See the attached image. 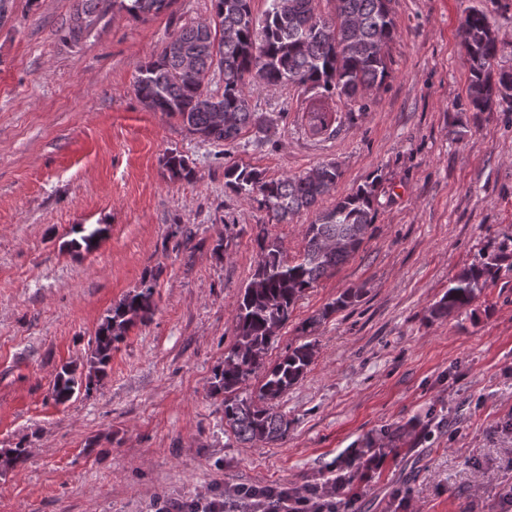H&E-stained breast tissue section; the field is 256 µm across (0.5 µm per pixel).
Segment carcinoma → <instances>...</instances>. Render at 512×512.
I'll use <instances>...</instances> for the list:
<instances>
[{"label":"carcinoma","mask_w":512,"mask_h":512,"mask_svg":"<svg viewBox=\"0 0 512 512\" xmlns=\"http://www.w3.org/2000/svg\"><path fill=\"white\" fill-rule=\"evenodd\" d=\"M174 0H75L73 16H84L94 28L114 8L146 18L167 9ZM253 0H213L207 24L187 22L172 34L162 50L142 64L133 89L152 112L181 120L189 134L212 143H234L243 130L268 131L271 122L251 103V88L297 87L321 99L336 97L367 110L361 93L383 86L389 77L387 51L396 25L391 0H332L333 11L322 13L317 0H267L263 19L254 17ZM462 39L470 71L467 110L492 112L508 104L512 112V70L498 66L501 52L487 14L469 11ZM219 76L223 90L213 91L203 75ZM335 113L323 105L307 111L310 135L333 134ZM165 167L170 178L191 180L194 169L184 155L169 153ZM316 175H286L268 179L255 168L232 164L224 168L225 186L257 204L269 221L282 223L306 211L335 189L341 171L334 162L314 167ZM381 176L336 198L332 207L316 214L305 227L303 254L287 260L278 242L260 230V258L235 309L237 333L224 361L214 372L212 393L224 395V422L243 442H277L288 436L289 422L274 401L296 385L315 355V344H299L273 364L266 352L283 328L298 299L322 277L332 273L362 247L376 217L377 187ZM85 249L105 233L101 227L72 226ZM512 270V244L502 243L481 260L459 272L448 291L430 308L436 319L447 318L470 306L503 268ZM155 284L143 279L139 289L112 307L90 341L83 369L65 364L57 373L52 397L57 404L83 389L90 392L107 375L112 350L129 328L152 313ZM362 290L348 288L329 306L335 312L360 301ZM261 374L258 394L242 391L251 376ZM263 503L287 497L288 488H254Z\"/></svg>","instance_id":"obj_1"}]
</instances>
